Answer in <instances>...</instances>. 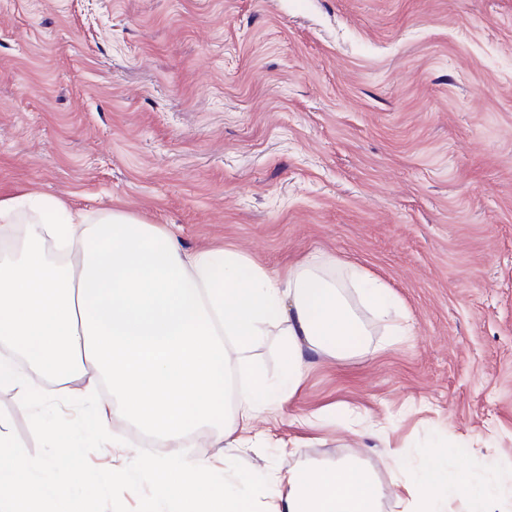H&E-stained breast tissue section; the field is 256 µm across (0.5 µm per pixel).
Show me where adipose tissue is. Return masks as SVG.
<instances>
[{
  "label": "adipose tissue",
  "instance_id": "obj_1",
  "mask_svg": "<svg viewBox=\"0 0 512 512\" xmlns=\"http://www.w3.org/2000/svg\"><path fill=\"white\" fill-rule=\"evenodd\" d=\"M20 201L0 198V346L20 358L0 360V390H13L26 408L33 376L60 391L84 383L93 420L46 424L48 447L62 430L74 448L90 435L110 437L118 417L166 447L144 469L159 479L160 494L177 485L178 512H254L252 498L234 492L200 503L212 465L185 453L187 436L204 435L213 448L243 445L258 416L301 388L312 357L359 351L366 329L350 285L382 317L394 306L388 288L353 268L340 280L318 253L282 273L235 248H185L165 225L122 211L94 216L45 197L24 213ZM269 336L280 339L283 388L254 363ZM220 405L228 412L215 425ZM385 466L402 481L397 512H448L452 501L462 512H496L512 503V483L489 464L451 470L435 452L414 472L398 453ZM273 480L274 512H381L379 482L356 457L326 465L298 459Z\"/></svg>",
  "mask_w": 512,
  "mask_h": 512
}]
</instances>
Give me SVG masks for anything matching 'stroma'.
<instances>
[{
	"instance_id": "obj_1",
	"label": "stroma",
	"mask_w": 512,
	"mask_h": 512,
	"mask_svg": "<svg viewBox=\"0 0 512 512\" xmlns=\"http://www.w3.org/2000/svg\"><path fill=\"white\" fill-rule=\"evenodd\" d=\"M172 224L286 271L313 251L383 281L365 351L314 359L199 489L292 450L382 465L435 449L512 474V0H0V197ZM354 410L371 427H309ZM92 453L120 469L145 434Z\"/></svg>"
}]
</instances>
